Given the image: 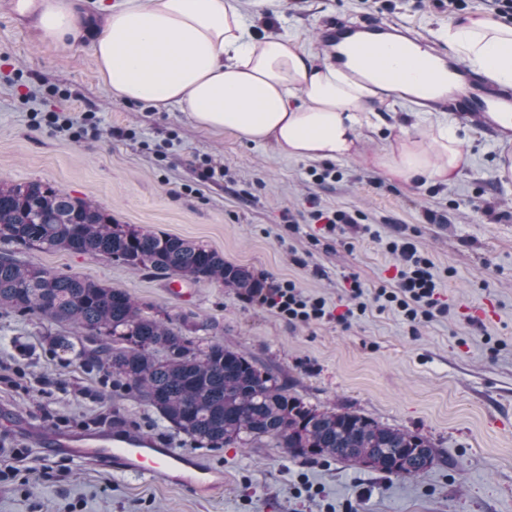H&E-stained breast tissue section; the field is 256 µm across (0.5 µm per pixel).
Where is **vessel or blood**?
Instances as JSON below:
<instances>
[{"label": "vessel or blood", "instance_id": "1", "mask_svg": "<svg viewBox=\"0 0 512 512\" xmlns=\"http://www.w3.org/2000/svg\"><path fill=\"white\" fill-rule=\"evenodd\" d=\"M426 35L417 27L393 23L383 25L366 18L352 24L337 17L322 32L325 50L343 61L354 58L371 66L374 72L390 82L401 80L399 69L388 57L392 44L427 45ZM427 54L417 57L410 75L420 81L417 99L432 112H456L477 120L498 111L501 102L512 103V88L489 86L474 78H466V89L455 97H435L429 89L442 72H458V65L448 61L438 48L428 47ZM47 452L84 464L102 465L113 472L130 477L157 476L166 484L204 496L224 484L222 470L202 462L195 455L179 452L165 442L148 437L104 432H52L44 437Z\"/></svg>", "mask_w": 512, "mask_h": 512}]
</instances>
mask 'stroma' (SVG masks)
Masks as SVG:
<instances>
[{
    "label": "stroma",
    "mask_w": 512,
    "mask_h": 512,
    "mask_svg": "<svg viewBox=\"0 0 512 512\" xmlns=\"http://www.w3.org/2000/svg\"><path fill=\"white\" fill-rule=\"evenodd\" d=\"M0 0V181H39L93 200L120 224L201 243L262 282L290 280L306 295L345 304L350 277L366 295L389 288L396 255L384 239L402 236L434 263L446 315L410 327L394 310L368 305L349 326L291 325L258 300L220 284L158 278L104 257L15 251L23 264L74 274L127 291L174 319L206 320L209 337L287 378L293 393L319 409L346 408L424 434L438 458L402 478L327 458H291L270 443L252 448L193 442L133 393L100 388V371L62 362L49 337L76 335L33 316L0 310V363L23 362L42 393L0 386V455L27 449L35 471L53 466L40 446L51 430L43 413L92 421L166 441L224 471L205 497L159 478L130 479L75 463L61 481L0 482V512H512V181L495 171L501 137L462 123L470 165L451 185L410 191L359 160H338L335 181L318 185L312 162L284 158L232 133L199 128L179 106L113 99L100 81L92 46L96 0H57L81 18L60 47L43 44L27 12ZM339 13L400 21L428 32L447 25L436 0H277L274 30L308 49L321 47V23ZM94 112L96 133L76 139L42 119L55 112L81 121ZM224 174L202 180L205 166ZM361 213L379 239L351 229L325 234L289 216L313 209ZM442 214L428 223L425 214ZM493 303L497 316L471 322L468 308ZM320 497L297 496L301 481Z\"/></svg>",
    "instance_id": "stroma-1"
}]
</instances>
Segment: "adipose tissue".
<instances>
[{"label": "adipose tissue", "instance_id": "1", "mask_svg": "<svg viewBox=\"0 0 512 512\" xmlns=\"http://www.w3.org/2000/svg\"><path fill=\"white\" fill-rule=\"evenodd\" d=\"M269 0H98L104 19L93 45L99 76L114 99L175 105L208 131L235 133L277 154L307 161L351 159L362 130L394 84L352 79L291 36L250 34L248 13ZM42 42L64 45L73 11L41 0ZM439 37L455 57L490 80L512 84V25L473 13L449 20ZM389 180L412 188L451 184L470 160L447 122L417 134L398 127L370 158Z\"/></svg>", "mask_w": 512, "mask_h": 512}]
</instances>
